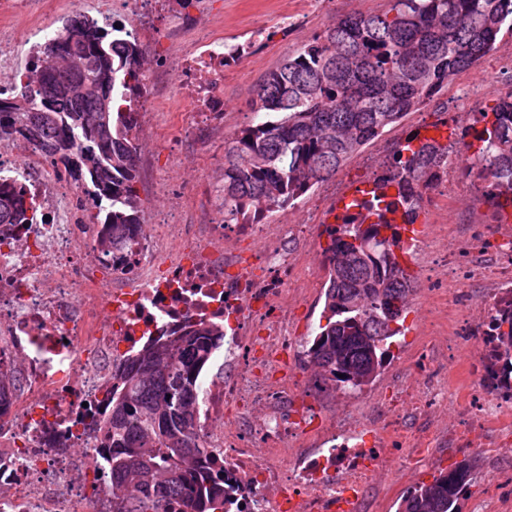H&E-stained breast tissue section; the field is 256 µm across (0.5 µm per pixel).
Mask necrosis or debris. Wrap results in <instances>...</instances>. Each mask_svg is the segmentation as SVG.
Masks as SVG:
<instances>
[{
  "label": "necrosis or debris",
  "mask_w": 512,
  "mask_h": 512,
  "mask_svg": "<svg viewBox=\"0 0 512 512\" xmlns=\"http://www.w3.org/2000/svg\"><path fill=\"white\" fill-rule=\"evenodd\" d=\"M167 0H99L101 18L135 15L141 42L168 40L178 93L145 78L138 110L149 125L170 101L191 103L190 143L224 138V38L199 12L190 24L156 23ZM37 0H0V91L15 86L16 49L32 37ZM24 184L35 205L29 224L0 225V382L12 396L0 409V512H112L99 455L97 408L111 374L147 340L199 320L224 326L216 357L224 373L202 378L197 410L221 449L234 487L225 512H373L367 491L379 479L443 467L449 448L490 456L512 447V428L487 439L488 418L512 412V395L488 389L480 358L458 423L438 417L445 382L411 377L420 355L448 366L452 337L480 346L496 290L512 289V229L494 241L461 231L440 250L448 227L436 222L415 244L427 259L424 291L432 331L399 360L390 395L340 396L310 366L291 329L313 286L303 259L313 220L228 224L223 211L172 196L165 214L137 225L113 260L98 249L84 186L57 172L23 140L0 142V180ZM480 283L478 313L455 291ZM463 321H456L457 312Z\"/></svg>",
  "instance_id": "4bbe7bcc"
}]
</instances>
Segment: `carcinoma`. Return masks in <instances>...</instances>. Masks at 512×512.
Masks as SVG:
<instances>
[{
	"label": "carcinoma",
	"mask_w": 512,
	"mask_h": 512,
	"mask_svg": "<svg viewBox=\"0 0 512 512\" xmlns=\"http://www.w3.org/2000/svg\"><path fill=\"white\" fill-rule=\"evenodd\" d=\"M81 12L45 46L61 64L23 76L0 97V141L22 136L42 156L89 188L90 223L111 228L99 239L108 254L142 223L136 187L140 151L136 100L145 51ZM512 34V0H393L382 14H349L303 44L258 85L250 121L225 142L224 218H254V206L284 209L388 127L417 109ZM87 59L70 68L69 54ZM109 99L98 111L96 93ZM474 165L490 180L496 210L512 206V92L497 97L459 132ZM448 145L410 134L374 180L379 195L365 214L336 218L324 249L329 261L326 324L306 351L336 390L371 384L401 334L413 280L404 266V225L415 223L431 183L448 175ZM18 183L0 184V225L30 223ZM400 213L398 224L389 215ZM485 358L494 380L512 378V294L497 301ZM224 329L199 321L176 336L151 340L113 376L99 421L101 460L115 512H165L174 500L187 512H224V468L195 418L198 374ZM476 479L464 459L402 500L401 512H461Z\"/></svg>",
	"instance_id": "obj_1"
}]
</instances>
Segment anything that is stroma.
<instances>
[{
	"mask_svg": "<svg viewBox=\"0 0 512 512\" xmlns=\"http://www.w3.org/2000/svg\"><path fill=\"white\" fill-rule=\"evenodd\" d=\"M389 0H295L290 14H283L280 0H213L211 17L215 31L225 39L239 42L250 38L256 24H263L272 37L262 40L256 52L246 55L236 65L224 70V115L228 132L238 128L236 115L250 109L256 89L267 72L275 69L288 55L321 33L336 17L354 13H380L388 10ZM486 84L484 94L470 102L471 112L490 111L495 96L501 88L512 85V72L503 69L498 52H491L472 69L461 73L432 101L409 112L399 123L388 128L382 136L367 145L359 153L343 163L336 176L346 186L372 183L376 172L372 159L384 148L395 147L415 130L439 126L455 133L454 122L445 120L444 113L451 99L461 98L465 87L473 82ZM189 112L156 111L153 121V137L157 144L154 154L155 175L163 182L167 194L151 197L143 203L144 217L167 203L168 193L185 191L183 181L187 168L200 170L208 167L211 159H223L224 148L220 145L204 147L193 152L180 145L177 135L182 126L192 122ZM456 367L447 380V418L455 420L459 404L471 393V377L468 365L474 350L468 344L455 342L450 350ZM471 459L476 465V481L462 503V512H476L475 504L484 497L495 499L503 512H512V456L491 458L479 448L452 449L448 452L449 463Z\"/></svg>",
	"mask_w": 512,
	"mask_h": 512,
	"instance_id": "35a3bbf8",
	"label": "stroma"
}]
</instances>
